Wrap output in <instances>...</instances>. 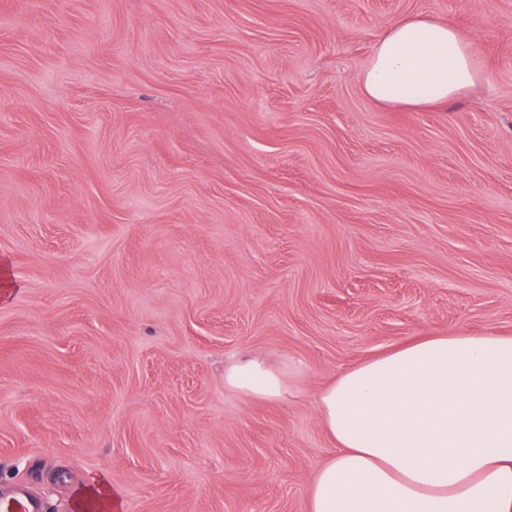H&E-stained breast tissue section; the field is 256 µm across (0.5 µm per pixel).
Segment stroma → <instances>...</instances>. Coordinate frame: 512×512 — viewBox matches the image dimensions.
Wrapping results in <instances>:
<instances>
[{
	"label": "stroma",
	"mask_w": 512,
	"mask_h": 512,
	"mask_svg": "<svg viewBox=\"0 0 512 512\" xmlns=\"http://www.w3.org/2000/svg\"><path fill=\"white\" fill-rule=\"evenodd\" d=\"M406 14L471 44L445 106L360 89ZM453 332L512 337V0H0V492L308 512L321 389ZM224 387L256 399L281 400L288 395V366L244 357L224 367ZM76 507L89 511H112L115 499L108 479L104 475H94L88 480L87 487L78 495Z\"/></svg>",
	"instance_id": "35a3bbf8"
}]
</instances>
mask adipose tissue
Returning a JSON list of instances; mask_svg holds the SVG:
<instances>
[{
	"label": "adipose tissue",
	"instance_id": "1",
	"mask_svg": "<svg viewBox=\"0 0 512 512\" xmlns=\"http://www.w3.org/2000/svg\"><path fill=\"white\" fill-rule=\"evenodd\" d=\"M476 81L453 21L410 14L377 41L360 84L371 101L423 108ZM225 388L288 394V370L257 357ZM337 452L306 489L309 512H512V338L430 336L339 372L318 397Z\"/></svg>",
	"mask_w": 512,
	"mask_h": 512
}]
</instances>
